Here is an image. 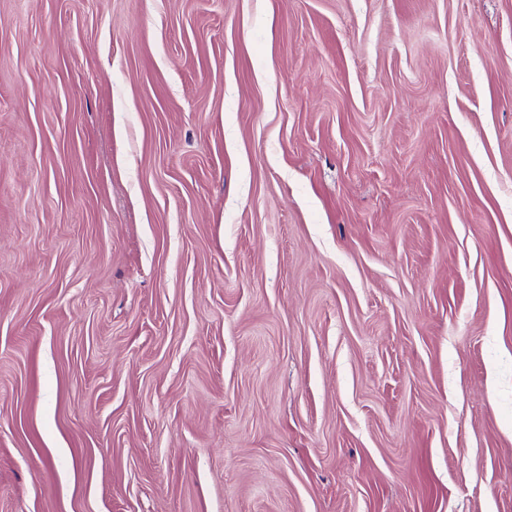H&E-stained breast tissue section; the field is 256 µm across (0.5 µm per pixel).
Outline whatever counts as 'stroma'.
Here are the masks:
<instances>
[{
  "label": "stroma",
  "instance_id": "1",
  "mask_svg": "<svg viewBox=\"0 0 512 512\" xmlns=\"http://www.w3.org/2000/svg\"><path fill=\"white\" fill-rule=\"evenodd\" d=\"M0 512H512V0H0Z\"/></svg>",
  "mask_w": 512,
  "mask_h": 512
}]
</instances>
